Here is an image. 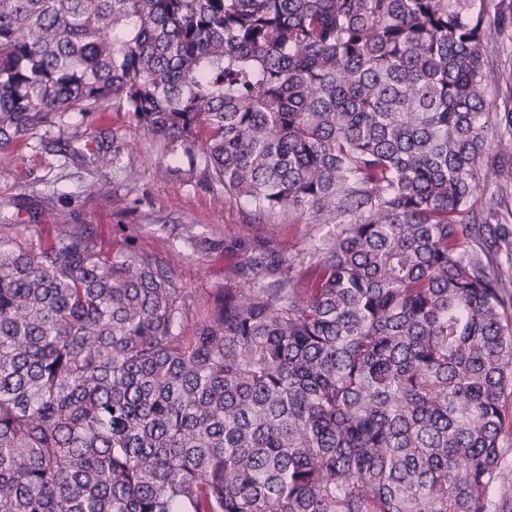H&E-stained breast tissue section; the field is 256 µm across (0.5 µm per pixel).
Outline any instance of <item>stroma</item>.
Instances as JSON below:
<instances>
[{"mask_svg": "<svg viewBox=\"0 0 512 512\" xmlns=\"http://www.w3.org/2000/svg\"><path fill=\"white\" fill-rule=\"evenodd\" d=\"M76 127L88 142L100 145L96 164L65 158L63 146ZM116 133L128 141L117 161L112 158ZM91 181L106 184L107 194L87 196L84 187ZM58 217L83 225L99 240L157 258L178 287L204 300L236 283L247 258L274 253L305 262L312 239L336 233L335 225L315 223L307 213L257 216L238 200L217 199L202 162L157 157L128 113L109 105L84 117L64 115L26 143L0 150V224L35 234ZM188 226L220 241V248L202 253L184 248L179 236Z\"/></svg>", "mask_w": 512, "mask_h": 512, "instance_id": "35a3bbf8", "label": "stroma"}]
</instances>
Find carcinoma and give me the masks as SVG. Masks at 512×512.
Wrapping results in <instances>:
<instances>
[{"label":"carcinoma","instance_id":"obj_1","mask_svg":"<svg viewBox=\"0 0 512 512\" xmlns=\"http://www.w3.org/2000/svg\"><path fill=\"white\" fill-rule=\"evenodd\" d=\"M511 29L512 0H0V149L110 102L337 227L202 301L0 224V512H512Z\"/></svg>","mask_w":512,"mask_h":512}]
</instances>
